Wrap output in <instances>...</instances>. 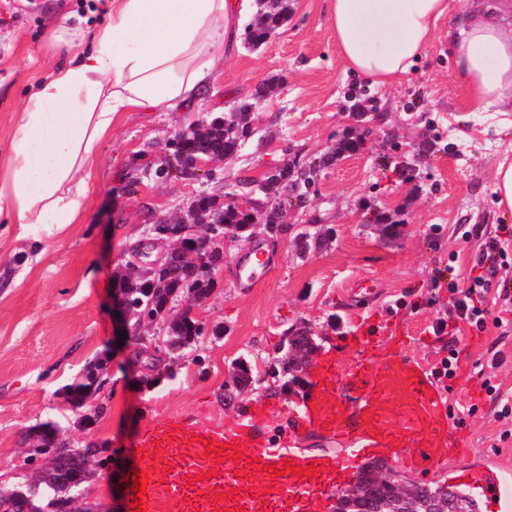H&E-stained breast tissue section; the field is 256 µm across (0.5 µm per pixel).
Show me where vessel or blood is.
Masks as SVG:
<instances>
[{"instance_id": "vessel-or-blood-1", "label": "vessel or blood", "mask_w": 512, "mask_h": 512, "mask_svg": "<svg viewBox=\"0 0 512 512\" xmlns=\"http://www.w3.org/2000/svg\"><path fill=\"white\" fill-rule=\"evenodd\" d=\"M266 264L256 248L236 264L234 274L252 287ZM355 347L351 363L323 362L300 402L301 423L325 430L335 449L311 455L289 437L273 445L258 442L249 418L217 429L178 421L149 425L137 466L147 474L142 496L147 512H317L319 500L347 484L365 459L384 458L408 471L427 472L468 454V438L450 424L445 391L422 361L396 353L370 371L364 366L367 343L359 340ZM309 465L315 473L300 474V467ZM134 469L117 475L128 499ZM448 479L476 489L498 512H512L511 466L489 459L479 470L449 469Z\"/></svg>"}]
</instances>
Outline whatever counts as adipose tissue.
I'll list each match as a JSON object with an SVG mask.
<instances>
[{
    "label": "adipose tissue",
    "instance_id": "obj_1",
    "mask_svg": "<svg viewBox=\"0 0 512 512\" xmlns=\"http://www.w3.org/2000/svg\"><path fill=\"white\" fill-rule=\"evenodd\" d=\"M252 0H110L108 26L72 51L18 112L0 178V224H75L93 166L123 112L196 101ZM448 0H328L340 54L356 76L396 81L426 49ZM512 0H476L448 34L454 77L473 111L512 112Z\"/></svg>",
    "mask_w": 512,
    "mask_h": 512
}]
</instances>
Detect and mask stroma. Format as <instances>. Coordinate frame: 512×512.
<instances>
[{"label":"stroma","mask_w":512,"mask_h":512,"mask_svg":"<svg viewBox=\"0 0 512 512\" xmlns=\"http://www.w3.org/2000/svg\"><path fill=\"white\" fill-rule=\"evenodd\" d=\"M464 5L449 0L425 53L399 82L377 87L347 70L325 0H290L287 21L264 45L230 49L207 97L182 109L119 116L99 146L97 188L80 223L0 227V485L30 475L22 437L44 421L58 422L74 446L107 445L111 460L80 502L91 512H124L114 481L119 453L137 448L152 423L221 426L261 404L271 411L260 426L263 441L294 433L299 448L319 452L326 440L296 426V406L326 354L353 361L346 338L365 319L406 329L402 352L432 368L456 348L449 405L478 407L457 427L471 440L468 461L479 464L488 453L512 461V436H502L512 432V416L500 415L512 397V326L432 332L448 315V293L434 285L438 270L451 264L469 276L481 249L480 239H462L461 225H512L492 191L497 162L512 158V113L470 111L448 56V30ZM106 20V0H0V159L27 92L56 68L49 30L66 28L78 45ZM263 83L272 93L254 100ZM355 95L361 119L350 111ZM244 102L253 105L252 133L233 158L192 178L155 176L171 139ZM345 134L361 136L360 152L318 171L315 192L289 206L286 230L231 246L214 293L194 308L206 326H222V335L205 337L202 352L184 353L170 366L160 364L158 352L167 319L150 325L144 343L119 344L112 289L150 224L185 217L198 195L232 194L240 179L311 162ZM405 165L417 166L416 180L402 181ZM309 224L328 240L302 255L294 240ZM257 246L269 265L256 287L245 288L231 270ZM302 327L318 350L301 383L286 389L267 370L289 331ZM100 356L108 363L99 391L70 408L61 388ZM242 358L254 383L225 402ZM487 368L499 396L481 386ZM148 375L156 385L145 384Z\"/></svg>","instance_id":"obj_1"}]
</instances>
